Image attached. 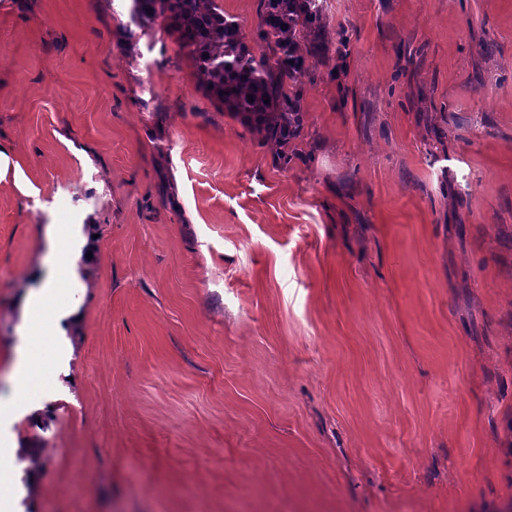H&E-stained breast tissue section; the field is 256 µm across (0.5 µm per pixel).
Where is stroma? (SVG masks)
I'll use <instances>...</instances> for the list:
<instances>
[{"label":"stroma","instance_id":"1","mask_svg":"<svg viewBox=\"0 0 512 512\" xmlns=\"http://www.w3.org/2000/svg\"><path fill=\"white\" fill-rule=\"evenodd\" d=\"M128 22L0 0V399L47 230L93 254L18 512L512 502V0H327L286 164Z\"/></svg>","mask_w":512,"mask_h":512}]
</instances>
